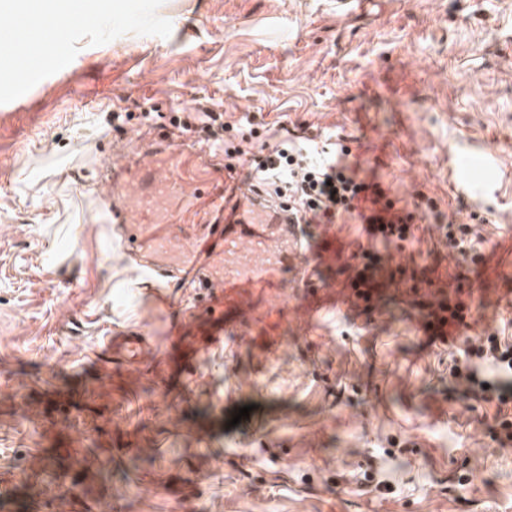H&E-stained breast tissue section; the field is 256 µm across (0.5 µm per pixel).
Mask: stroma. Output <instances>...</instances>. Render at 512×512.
<instances>
[{
  "mask_svg": "<svg viewBox=\"0 0 512 512\" xmlns=\"http://www.w3.org/2000/svg\"><path fill=\"white\" fill-rule=\"evenodd\" d=\"M69 52L15 99L0 64V489L50 492L39 512H512V446L494 409L448 396L451 349L409 325L416 297L384 290L382 329L334 306L363 244L358 218L310 225L323 287L304 285L297 236L224 229V276L273 267L276 283L225 297L229 329L190 322L205 291L164 285L126 253L94 186L144 105L257 114L351 161L412 209L416 194L484 237L486 262L449 256L430 223L411 252L436 288L478 282L470 333L512 322V0H83ZM83 88L89 105L72 100ZM452 153L486 159L460 196ZM165 288L168 304L154 291ZM161 342L140 370L95 348L106 328ZM75 396L63 412L57 393ZM252 406L260 425L232 426ZM402 452L385 458L390 443ZM385 462L390 489L360 487Z\"/></svg>",
  "mask_w": 512,
  "mask_h": 512,
  "instance_id": "stroma-1",
  "label": "stroma"
}]
</instances>
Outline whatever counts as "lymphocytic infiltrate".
Instances as JSON below:
<instances>
[{
  "mask_svg": "<svg viewBox=\"0 0 512 512\" xmlns=\"http://www.w3.org/2000/svg\"><path fill=\"white\" fill-rule=\"evenodd\" d=\"M170 123L180 132L204 136L216 147L223 145L228 129L223 113L210 108L172 115ZM238 130L241 143L234 146L233 155L248 165L247 179L289 199L292 223H309L314 215L337 219L353 213L357 201L382 193L379 185L359 180L357 166L347 163L344 154L307 148L287 138L271 144L262 139L251 115L239 120ZM482 242L472 225L451 221L445 226V246L466 262H483ZM448 391L463 400L494 405L492 436L501 445L512 444V336L463 337L448 367Z\"/></svg>",
  "mask_w": 512,
  "mask_h": 512,
  "instance_id": "1",
  "label": "lymphocytic infiltrate"
}]
</instances>
